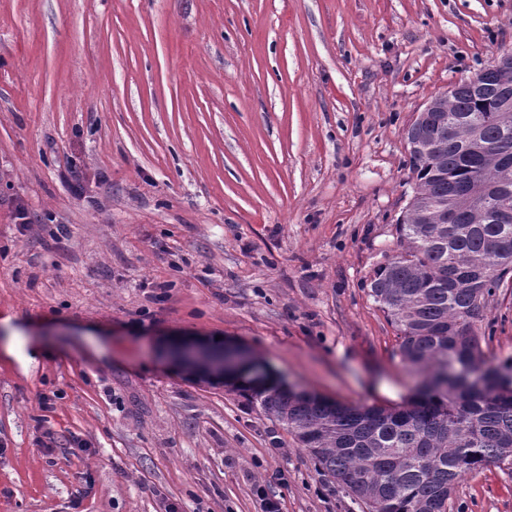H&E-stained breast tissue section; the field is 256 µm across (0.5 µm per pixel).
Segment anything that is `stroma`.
<instances>
[{"label":"stroma","instance_id":"obj_1","mask_svg":"<svg viewBox=\"0 0 512 512\" xmlns=\"http://www.w3.org/2000/svg\"><path fill=\"white\" fill-rule=\"evenodd\" d=\"M506 49L512 0H0V512H262L259 484L282 512H363L167 349L408 398L363 288L415 184L405 130ZM483 326L512 356V282ZM456 500L512 512V472Z\"/></svg>","mask_w":512,"mask_h":512}]
</instances>
